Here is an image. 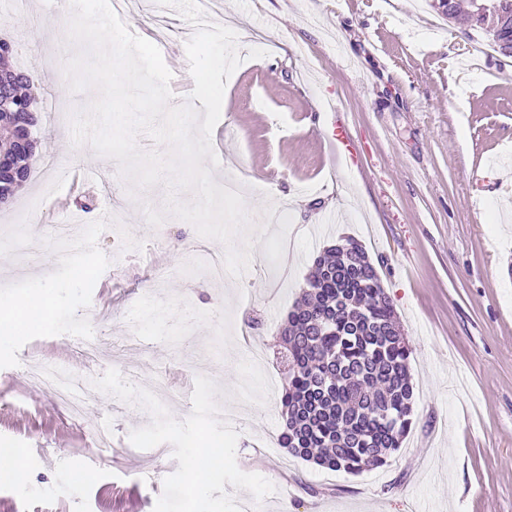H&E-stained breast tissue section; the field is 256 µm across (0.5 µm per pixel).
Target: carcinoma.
<instances>
[{
  "label": "carcinoma",
  "instance_id": "carcinoma-1",
  "mask_svg": "<svg viewBox=\"0 0 512 512\" xmlns=\"http://www.w3.org/2000/svg\"><path fill=\"white\" fill-rule=\"evenodd\" d=\"M469 4V27H498L493 51L511 59L512 23L486 18ZM0 87L12 104L0 109V149L11 150L9 127L36 125L32 112L13 104L35 102L29 77L11 70ZM286 363L280 402V444L297 458L356 475L379 467L401 446L415 403L404 338L376 267L355 240L331 246L314 260L300 300L281 332Z\"/></svg>",
  "mask_w": 512,
  "mask_h": 512
}]
</instances>
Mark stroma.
<instances>
[{
	"label": "stroma",
	"mask_w": 512,
	"mask_h": 512,
	"mask_svg": "<svg viewBox=\"0 0 512 512\" xmlns=\"http://www.w3.org/2000/svg\"><path fill=\"white\" fill-rule=\"evenodd\" d=\"M69 0H0V38L27 72L41 150L0 209V304L44 291L50 320L0 325V443L24 461L0 470V512H154L173 448L132 445L143 408L93 389L117 369L186 419L197 376L236 414L239 468L276 491L245 512H512V65L480 57L482 33L451 24L428 0H214L213 23L263 41L229 78L211 143L213 179L234 182L254 225L249 269L209 277L224 253L190 223L151 226L166 189L131 186L119 164L74 145L70 119L97 92L69 88L72 47L53 23ZM137 36L165 28L159 49L174 104L201 109L185 45L193 26L157 0L123 18ZM343 124L347 143L334 138ZM97 172L80 188L70 172ZM120 208L122 227L103 221ZM90 244L54 262L55 224ZM354 239L377 268L412 354V427L381 467L351 475L280 448V326L324 248ZM170 271L157 280L155 271ZM99 356L85 361L79 340ZM50 361L81 379V413L35 385ZM104 433L106 444L94 440Z\"/></svg>",
	"instance_id": "stroma-1"
}]
</instances>
